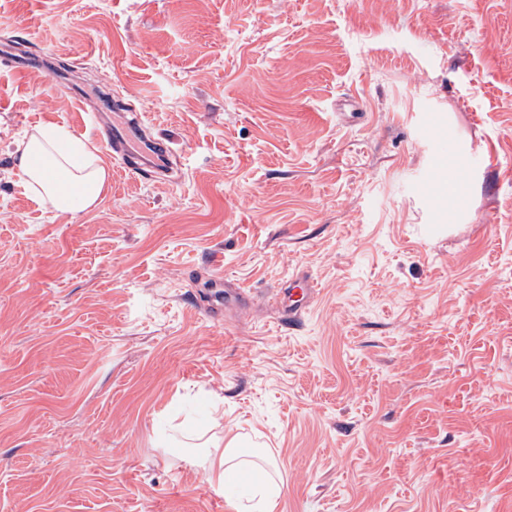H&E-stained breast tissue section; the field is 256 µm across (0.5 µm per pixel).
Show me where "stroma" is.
Returning <instances> with one entry per match:
<instances>
[{
  "instance_id": "1",
  "label": "stroma",
  "mask_w": 512,
  "mask_h": 512,
  "mask_svg": "<svg viewBox=\"0 0 512 512\" xmlns=\"http://www.w3.org/2000/svg\"><path fill=\"white\" fill-rule=\"evenodd\" d=\"M109 87L181 177L36 205L19 142ZM228 434L276 512H512V0H0V512H238ZM288 299L293 304V308L288 309V322L282 323L281 326L287 327L288 331L297 329L303 322L304 310L310 305L312 301V294L314 293V282L306 277L299 275H290L286 280ZM240 440L236 435L224 438V448L215 447L209 454L206 467L208 484L223 490L233 478L239 477L251 487L252 508L248 511L276 512L281 487L274 477L271 461L256 462L243 457Z\"/></svg>"
}]
</instances>
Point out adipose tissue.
<instances>
[{
    "instance_id": "1",
    "label": "adipose tissue",
    "mask_w": 512,
    "mask_h": 512,
    "mask_svg": "<svg viewBox=\"0 0 512 512\" xmlns=\"http://www.w3.org/2000/svg\"><path fill=\"white\" fill-rule=\"evenodd\" d=\"M21 186L39 204L55 211L79 215L93 209L107 188L109 170L85 142L66 128L50 125L37 130L25 142L18 158ZM272 462L244 458L238 436L213 448L206 467L208 484L225 489L233 478L251 487L254 512H276L281 488Z\"/></svg>"
}]
</instances>
